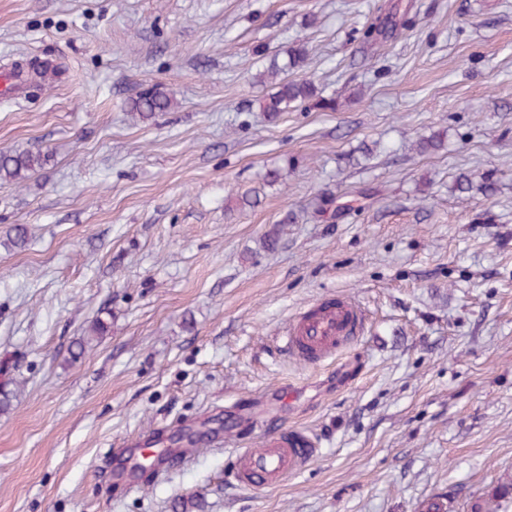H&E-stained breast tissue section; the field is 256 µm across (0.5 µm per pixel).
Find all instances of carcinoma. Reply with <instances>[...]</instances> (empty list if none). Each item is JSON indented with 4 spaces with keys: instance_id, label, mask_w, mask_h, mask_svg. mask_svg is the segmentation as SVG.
<instances>
[{
    "instance_id": "obj_1",
    "label": "carcinoma",
    "mask_w": 512,
    "mask_h": 512,
    "mask_svg": "<svg viewBox=\"0 0 512 512\" xmlns=\"http://www.w3.org/2000/svg\"><path fill=\"white\" fill-rule=\"evenodd\" d=\"M285 53L288 61L282 67L275 63L269 65L267 75H258L257 83L270 85L271 93L262 103L263 111L267 112L272 120L280 117V114L296 106L307 104L321 109H334V102L319 96L314 82L307 78L290 79L285 76L289 69L304 67L306 61V49L298 44ZM174 102L169 93L151 86L143 89L130 102V111L143 120L154 117L158 112L168 111ZM49 155L31 150H0V180H21L26 174L36 171L48 160Z\"/></svg>"
}]
</instances>
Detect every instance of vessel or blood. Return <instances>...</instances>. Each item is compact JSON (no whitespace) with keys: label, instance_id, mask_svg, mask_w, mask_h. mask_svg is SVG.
Returning a JSON list of instances; mask_svg holds the SVG:
<instances>
[{"label":"vessel or blood","instance_id":"obj_1","mask_svg":"<svg viewBox=\"0 0 512 512\" xmlns=\"http://www.w3.org/2000/svg\"><path fill=\"white\" fill-rule=\"evenodd\" d=\"M364 322L360 306L350 297L326 298L289 323L286 344L293 358L315 367L354 344L364 331ZM197 442V435L183 434L180 447L161 449V463L187 461ZM317 453L307 431L285 426L268 432L260 447L236 449L231 474L238 485L273 488L308 466Z\"/></svg>","mask_w":512,"mask_h":512}]
</instances>
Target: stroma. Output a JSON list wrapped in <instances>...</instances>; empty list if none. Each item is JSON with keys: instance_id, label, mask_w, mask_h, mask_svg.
Here are the masks:
<instances>
[{"instance_id": "stroma-1", "label": "stroma", "mask_w": 512, "mask_h": 512, "mask_svg": "<svg viewBox=\"0 0 512 512\" xmlns=\"http://www.w3.org/2000/svg\"><path fill=\"white\" fill-rule=\"evenodd\" d=\"M297 40L290 78L336 108L272 122L253 76ZM7 64L0 149L50 159L0 180V512H473L512 484V0H0ZM152 84L173 107L133 120ZM338 294L364 335L301 364L289 321ZM281 423L315 460L235 485L236 445ZM181 431L191 463L115 481Z\"/></svg>"}]
</instances>
